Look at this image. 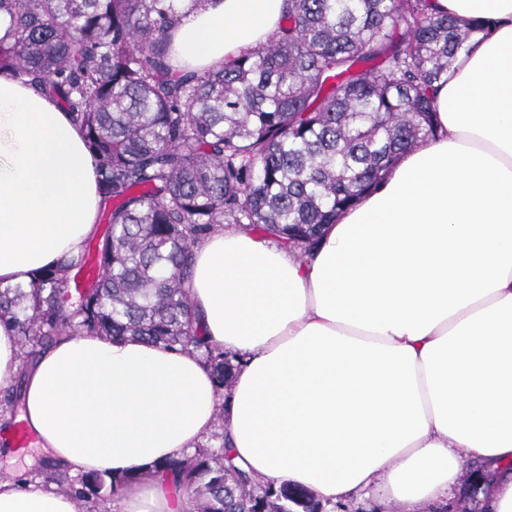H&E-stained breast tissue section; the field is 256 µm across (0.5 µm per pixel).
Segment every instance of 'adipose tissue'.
I'll return each instance as SVG.
<instances>
[{
    "label": "adipose tissue",
    "mask_w": 512,
    "mask_h": 512,
    "mask_svg": "<svg viewBox=\"0 0 512 512\" xmlns=\"http://www.w3.org/2000/svg\"><path fill=\"white\" fill-rule=\"evenodd\" d=\"M489 18L433 94L436 136L326 225L304 258L228 227L194 250L188 297L239 365L218 391L194 353L61 337L28 367L0 326V384L24 370L21 418L72 473L130 476L120 512H190L156 474L215 431L259 480L430 512L483 465L484 512H512V0H432ZM285 0H203L177 63L214 69L273 36ZM101 211L82 129L0 72V283L77 253ZM0 512H77L52 486L0 477Z\"/></svg>",
    "instance_id": "adipose-tissue-1"
}]
</instances>
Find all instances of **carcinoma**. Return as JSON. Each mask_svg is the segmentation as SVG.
<instances>
[{"label":"carcinoma","mask_w":512,"mask_h":512,"mask_svg":"<svg viewBox=\"0 0 512 512\" xmlns=\"http://www.w3.org/2000/svg\"><path fill=\"white\" fill-rule=\"evenodd\" d=\"M178 0H0V71L72 114L98 164L108 228L30 286H0V323L34 356L65 333L135 338L209 364L219 391L233 357L202 334L186 284L193 250L236 224L291 252L376 189L435 135L432 95L490 20L430 0H286L279 31L220 68L173 65ZM98 274L82 279L89 249ZM196 512H295L305 490L253 477L222 448L155 465ZM131 477L89 475L81 504Z\"/></svg>","instance_id":"cac0c4a2"}]
</instances>
